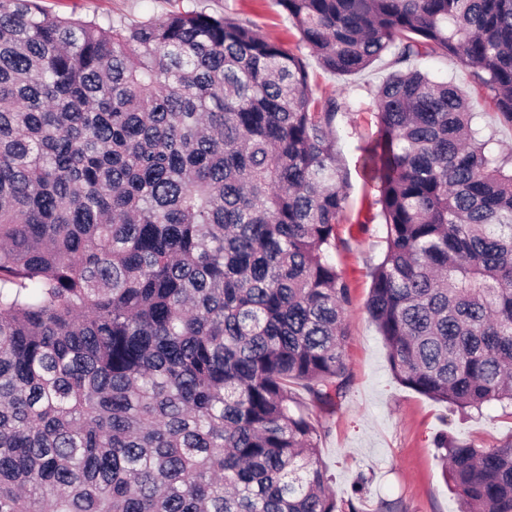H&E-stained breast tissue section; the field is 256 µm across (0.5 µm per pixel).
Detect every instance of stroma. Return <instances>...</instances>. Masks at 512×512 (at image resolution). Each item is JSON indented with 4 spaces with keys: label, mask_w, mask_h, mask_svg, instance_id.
I'll return each mask as SVG.
<instances>
[{
    "label": "stroma",
    "mask_w": 512,
    "mask_h": 512,
    "mask_svg": "<svg viewBox=\"0 0 512 512\" xmlns=\"http://www.w3.org/2000/svg\"><path fill=\"white\" fill-rule=\"evenodd\" d=\"M39 2L51 12L73 13L103 24L119 16L143 20L202 4L209 12L246 21L284 45H294L298 39L275 0ZM305 61L316 97H334L350 104L333 123L336 152L347 182L333 259L350 287L343 343L350 382L335 408L311 410L320 432V458L327 467L329 488L341 501L350 497L358 478H366L363 497L355 503L358 512H458L459 502L446 483L435 438L448 434L494 448L512 440V413L492 403L464 415L395 379L384 341L366 309L371 272L385 249L386 228L378 214V185L362 168L364 149L379 130L372 93L389 75L390 59L382 57L352 76L326 72L311 53ZM417 66L435 80L452 82L470 97L481 126L502 149H512V124L502 120L490 95L474 82L470 68L452 57L424 58Z\"/></svg>",
    "instance_id": "obj_1"
}]
</instances>
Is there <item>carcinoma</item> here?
<instances>
[{"label":"carcinoma","mask_w":512,"mask_h":512,"mask_svg":"<svg viewBox=\"0 0 512 512\" xmlns=\"http://www.w3.org/2000/svg\"><path fill=\"white\" fill-rule=\"evenodd\" d=\"M291 50L203 7L103 28L0 0V512H356L309 407L346 392V192L301 56L384 54L385 251L367 309L404 386L512 407V0H276ZM301 386L304 402L294 393ZM461 512H512V441H434ZM411 62L437 81L452 82L462 93L470 97L479 113L478 120L481 126L494 135L502 149H512V125L502 120L490 95L474 82L470 68L450 56Z\"/></svg>","instance_id":"carcinoma-1"}]
</instances>
